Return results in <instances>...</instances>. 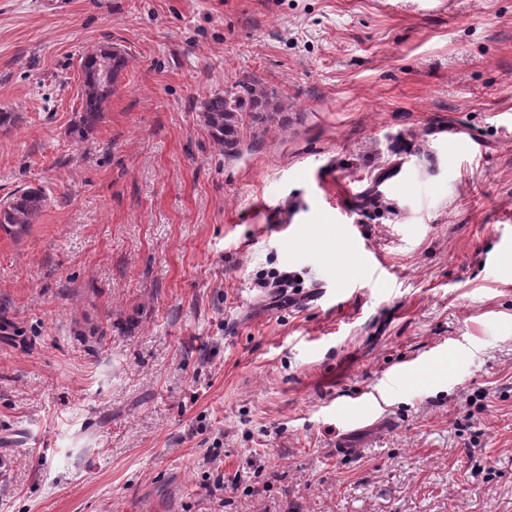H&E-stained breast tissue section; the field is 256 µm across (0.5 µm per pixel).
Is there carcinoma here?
Returning <instances> with one entry per match:
<instances>
[{"mask_svg": "<svg viewBox=\"0 0 512 512\" xmlns=\"http://www.w3.org/2000/svg\"><path fill=\"white\" fill-rule=\"evenodd\" d=\"M103 59L102 51L89 53L82 58L84 82L81 90V112L71 134L77 142L85 140L103 117V106L112 95L96 77V70ZM243 93L214 92L201 101V113L211 137L224 146L228 156L239 154L241 129L245 117L268 123L286 120L288 104L274 92L256 82L242 85ZM47 203L46 194L40 189L19 191L0 204V230L13 236L24 233L32 224L39 223Z\"/></svg>", "mask_w": 512, "mask_h": 512, "instance_id": "obj_1", "label": "carcinoma"}]
</instances>
